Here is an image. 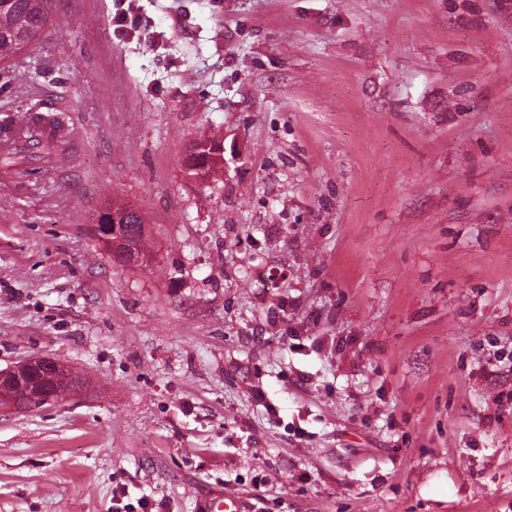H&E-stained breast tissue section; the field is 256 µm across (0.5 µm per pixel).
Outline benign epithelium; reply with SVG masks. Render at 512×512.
I'll return each mask as SVG.
<instances>
[{
  "label": "benign epithelium",
  "instance_id": "1",
  "mask_svg": "<svg viewBox=\"0 0 512 512\" xmlns=\"http://www.w3.org/2000/svg\"><path fill=\"white\" fill-rule=\"evenodd\" d=\"M224 146L211 147V143L198 140L185 153L184 168L191 178L204 182L209 176V166L223 161ZM134 213L131 207L112 216H96L98 240L108 255L123 242L128 216ZM27 383L32 400L31 407L56 403L76 391V373L72 368L49 355H36L19 363L0 369V385Z\"/></svg>",
  "mask_w": 512,
  "mask_h": 512
}]
</instances>
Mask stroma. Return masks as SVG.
I'll use <instances>...</instances> for the list:
<instances>
[{
    "label": "stroma",
    "instance_id": "35a3bbf8",
    "mask_svg": "<svg viewBox=\"0 0 512 512\" xmlns=\"http://www.w3.org/2000/svg\"><path fill=\"white\" fill-rule=\"evenodd\" d=\"M25 112L0 369L84 384L0 413V512H512V0H53ZM211 147L210 142L201 139L190 145L185 153L184 168L196 181H206L210 176L209 166L215 164L217 167L223 161L224 145L209 151ZM135 210L131 207H127L122 212L116 213L115 209H112L111 217H103V213L98 214L95 219L98 240L105 251L113 257L112 250L115 249L118 244L123 242V236L125 235V226L128 224V216L132 215ZM126 236V235H125ZM37 373L50 378L55 390L50 393L44 392L37 379ZM24 380L27 382L28 391H32L29 394L32 408L56 403L77 390L74 370L49 355L31 356L11 367L0 369V386L22 384Z\"/></svg>",
    "mask_w": 512,
    "mask_h": 512
}]
</instances>
